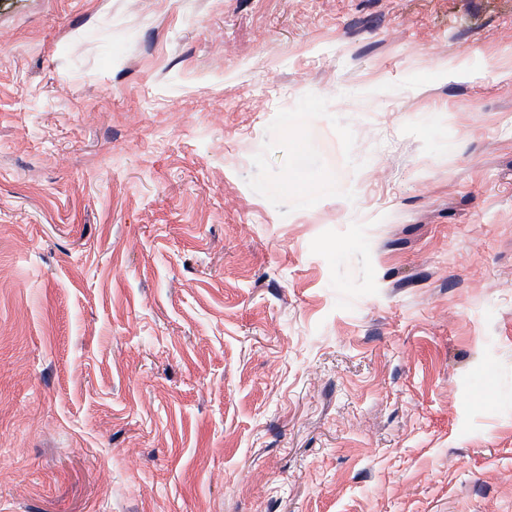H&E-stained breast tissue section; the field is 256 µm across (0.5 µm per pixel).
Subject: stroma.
<instances>
[{
    "label": "stroma",
    "mask_w": 512,
    "mask_h": 512,
    "mask_svg": "<svg viewBox=\"0 0 512 512\" xmlns=\"http://www.w3.org/2000/svg\"><path fill=\"white\" fill-rule=\"evenodd\" d=\"M0 512H512V0H0Z\"/></svg>",
    "instance_id": "35a3bbf8"
}]
</instances>
